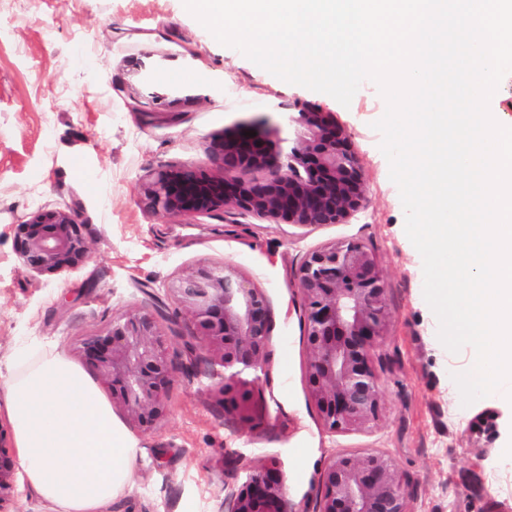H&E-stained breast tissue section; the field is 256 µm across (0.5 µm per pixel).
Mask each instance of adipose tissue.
I'll return each mask as SVG.
<instances>
[{"instance_id": "adipose-tissue-1", "label": "adipose tissue", "mask_w": 512, "mask_h": 512, "mask_svg": "<svg viewBox=\"0 0 512 512\" xmlns=\"http://www.w3.org/2000/svg\"><path fill=\"white\" fill-rule=\"evenodd\" d=\"M0 388L29 489L55 512H109L134 480L137 443L91 374L51 353L13 361Z\"/></svg>"}]
</instances>
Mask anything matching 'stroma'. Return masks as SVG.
I'll return each mask as SVG.
<instances>
[{
  "label": "stroma",
  "instance_id": "35a3bbf8",
  "mask_svg": "<svg viewBox=\"0 0 512 512\" xmlns=\"http://www.w3.org/2000/svg\"><path fill=\"white\" fill-rule=\"evenodd\" d=\"M305 104L331 113L361 161L367 205L344 223L302 230L232 208L172 217L145 207L142 188L159 170L221 173L209 145L224 128L263 124L289 150V117ZM385 111L370 80L347 107L282 81L220 44L183 0H0V373L24 353L73 356L78 336L129 306L162 309L172 359L184 362L190 325L163 283L200 261L236 265L267 299L263 420L245 426L215 405L209 365L177 375L164 426L135 434L136 478L112 512H228L246 474L271 458L288 512H316L329 457L369 450L392 457L411 512H512V462L500 455L512 445V406L461 401L453 376L470 351L438 339L372 127ZM44 206L75 211L90 247L79 270L50 279L21 264L12 242L14 224ZM349 239L375 254L392 321L378 351L384 415L369 432L335 435L308 400L297 272L310 249Z\"/></svg>",
  "mask_w": 512,
  "mask_h": 512
}]
</instances>
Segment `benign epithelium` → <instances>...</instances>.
<instances>
[{
	"mask_svg": "<svg viewBox=\"0 0 512 512\" xmlns=\"http://www.w3.org/2000/svg\"><path fill=\"white\" fill-rule=\"evenodd\" d=\"M292 122L300 127L301 140L284 161L277 160L276 144L254 129H226L210 145L224 160L223 175L203 167L163 169L144 185L145 204L175 216L232 207L298 228L342 223L367 202L350 138L330 113L315 106H303ZM266 168L273 172L264 180L241 176ZM13 250L23 265L47 277L89 258L85 226L60 208L40 207L15 225ZM298 288L305 310L309 401L328 432H368L384 413L376 351L391 323L378 261L358 240L325 243L305 254ZM164 290L176 312L192 323V339L206 361L224 371L212 388L215 400L224 403L228 384L255 388L270 340L263 290L226 262L187 266L167 279ZM76 351L132 428L151 433L164 425L175 365L158 314L145 307L117 311L106 325L78 339ZM15 475V459L0 434V512H8ZM229 512H286L277 460L250 470L231 495ZM317 512L411 510L393 459L368 451L329 458L319 479Z\"/></svg>",
	"mask_w": 512,
	"mask_h": 512,
	"instance_id": "1",
	"label": "benign epithelium"
}]
</instances>
